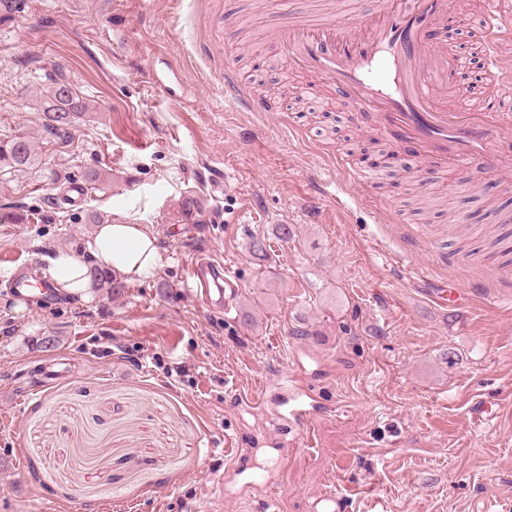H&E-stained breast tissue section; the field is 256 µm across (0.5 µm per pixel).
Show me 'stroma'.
Returning <instances> with one entry per match:
<instances>
[{"instance_id": "obj_1", "label": "stroma", "mask_w": 512, "mask_h": 512, "mask_svg": "<svg viewBox=\"0 0 512 512\" xmlns=\"http://www.w3.org/2000/svg\"><path fill=\"white\" fill-rule=\"evenodd\" d=\"M15 2L0 12V141L28 136L38 159L0 174V206L28 215L0 224V512H266L242 480L215 488L230 437L248 475L275 473V512H311L327 491L347 512H512V235L493 214L512 192L399 155L354 184L362 139L388 136L348 122L341 94H311L272 39L286 11L373 0ZM483 3L431 34L471 59L478 105L496 94L473 34ZM58 65L93 105L65 144L41 108ZM228 72L266 111L225 100ZM404 165L425 213L392 176ZM92 168L107 180L87 183ZM94 214L148 226L155 277L118 296L20 300L13 273L46 275L56 249L85 257ZM279 224L292 238L254 258L252 239ZM198 253L229 268L227 311L187 293ZM448 281L458 305L430 290ZM301 320L314 335H291ZM281 377L341 413L278 472L261 409L231 394Z\"/></svg>"}]
</instances>
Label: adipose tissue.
Listing matches in <instances>:
<instances>
[{
    "instance_id": "obj_1",
    "label": "adipose tissue",
    "mask_w": 512,
    "mask_h": 512,
    "mask_svg": "<svg viewBox=\"0 0 512 512\" xmlns=\"http://www.w3.org/2000/svg\"><path fill=\"white\" fill-rule=\"evenodd\" d=\"M88 251L86 260L63 249L50 257L48 273L55 288L72 297L84 294L91 286L90 266L94 263L127 280H143L154 274L163 259L156 237L142 224L98 225Z\"/></svg>"
}]
</instances>
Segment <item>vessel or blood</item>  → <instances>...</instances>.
<instances>
[{
    "mask_svg": "<svg viewBox=\"0 0 512 512\" xmlns=\"http://www.w3.org/2000/svg\"><path fill=\"white\" fill-rule=\"evenodd\" d=\"M375 3L367 14L288 20L278 26L275 41L294 66L315 75L317 89L338 91L350 101L352 121L374 116L399 152L415 150L435 167L470 176L512 177V113L500 105L512 97V61L501 51L512 37V0H491L480 17L477 39L498 97L479 110L457 83L456 55L426 38L431 28L459 24L448 0ZM186 282L202 308H227L222 262L195 256ZM315 401V390L301 386L284 410L274 412L284 451L314 447Z\"/></svg>",
    "mask_w": 512,
    "mask_h": 512,
    "instance_id": "b4317fda",
    "label": "vessel or blood"
}]
</instances>
